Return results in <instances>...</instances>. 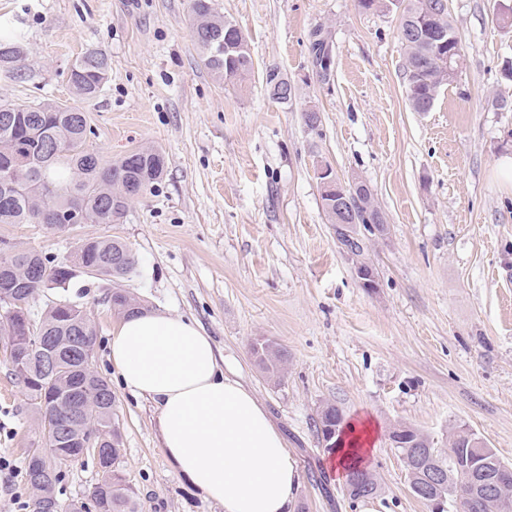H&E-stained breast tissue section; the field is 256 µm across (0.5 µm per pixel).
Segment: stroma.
Here are the masks:
<instances>
[{
    "instance_id": "1",
    "label": "stroma",
    "mask_w": 512,
    "mask_h": 512,
    "mask_svg": "<svg viewBox=\"0 0 512 512\" xmlns=\"http://www.w3.org/2000/svg\"><path fill=\"white\" fill-rule=\"evenodd\" d=\"M245 34L254 70L242 85L205 66L191 0H0V28L25 44L17 76L0 74V100L80 106L95 131L87 146L107 163L141 146L160 148L162 179L115 224L50 232L0 224V237L70 259L78 240L117 238L136 268L121 286L152 310L193 320L224 368L249 385L282 432L299 468L295 505L308 512H430L415 498L391 431L400 425L448 445L465 426L512 464V29L499 19L512 0H447L464 54L457 78L428 112L405 96L400 14L363 12L356 0H213ZM333 64L313 63L315 30ZM89 49L110 59L97 97L78 100L67 80ZM295 87L286 103L263 77ZM321 124L310 129L308 110ZM328 165L364 180L388 231L369 244L377 287H361L322 208L317 179ZM112 282L80 276L67 296L96 327L94 368L112 387L122 434L121 467L139 512H224L165 456L156 408L120 385L109 359L119 323L105 296ZM288 351L279 380L252 355L258 337ZM366 420L375 440L364 461L379 495L353 500L331 469L315 422L324 403ZM39 439L25 391L0 338V512L32 494L24 457ZM95 462L68 468L56 490L87 501Z\"/></svg>"
}]
</instances>
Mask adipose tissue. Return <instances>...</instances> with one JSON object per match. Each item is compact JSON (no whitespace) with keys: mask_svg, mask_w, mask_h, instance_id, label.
<instances>
[{"mask_svg":"<svg viewBox=\"0 0 512 512\" xmlns=\"http://www.w3.org/2000/svg\"><path fill=\"white\" fill-rule=\"evenodd\" d=\"M110 360L130 393L156 404L163 449L196 489L224 512H289L299 476L285 440L194 322L147 310L127 317Z\"/></svg>","mask_w":512,"mask_h":512,"instance_id":"ef3b65f1","label":"adipose tissue"}]
</instances>
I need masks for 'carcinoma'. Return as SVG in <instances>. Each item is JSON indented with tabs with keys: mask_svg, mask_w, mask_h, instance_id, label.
I'll list each match as a JSON object with an SVG mask.
<instances>
[{
	"mask_svg": "<svg viewBox=\"0 0 512 512\" xmlns=\"http://www.w3.org/2000/svg\"><path fill=\"white\" fill-rule=\"evenodd\" d=\"M364 12H389L402 9L398 37L405 49L403 69L405 91L415 112H429L441 88L450 83L447 72L448 54L457 46V33L448 17L443 0H358ZM192 21L195 41L206 67L220 80L241 83L253 70L248 41L245 49L223 54L215 53V38L243 35L231 20L214 8L212 0H192ZM317 66L328 71L331 66L329 45L322 32L314 33L311 44ZM25 54L14 35L0 34V71L12 77ZM110 75L108 55L92 49L77 57L69 70L68 81L77 97L87 100L98 95L104 76ZM266 88L277 90V100H291L294 88L276 70L265 77ZM95 131L88 125L86 113L78 107L65 108L53 103L0 104V224H42L59 230L61 214L69 209H82L92 224H115L124 216L131 199L126 188L140 184L150 189L160 180L165 169V156L155 148L141 147L129 151L110 165L100 163L87 150V141ZM356 218L382 226L386 218L374 201L371 189L360 196ZM336 241L358 260L365 255L373 232L353 231L348 235L335 229ZM15 254L0 255V265L13 269L11 278L20 287L11 289L14 301L30 307V302L45 290H66L73 277L63 261L33 249L13 245ZM76 260L117 282L128 278L136 260L125 243L118 239H87L77 244ZM114 315L128 317L143 308L140 300L123 288H114L107 295ZM0 336L13 337L25 344V336L42 345L51 344L59 353L58 370L52 378L37 375L32 367L9 365L10 374L19 381L33 413L45 412L60 416L67 428L65 393L81 390L88 395L84 405L83 424L106 431L111 449L109 458L97 461L103 473L89 497L95 512H137L135 492L120 470L122 435L119 417L109 382L95 370L82 368L80 350L96 343L93 324L81 321L80 307L67 298L46 305L41 317L25 330L23 319L0 305ZM260 369L272 378H279L288 361L286 350L272 343L253 345ZM318 426L332 429L338 437L343 427V413L334 404L322 406ZM423 433L408 428L402 434L404 445L398 447L403 457L409 483L423 482L427 448L421 441ZM453 432L448 447L441 450L439 464L448 474L443 489L449 512H457L452 490L462 488L466 512H512V497L503 494V486L512 485V466L505 464L496 452L483 457L485 464L472 471L470 463L480 447L457 439ZM50 456L59 462L51 476L40 478L38 461L25 458L27 483L33 494V512H85L86 505L64 501L56 493L63 469L82 460V449L63 438L51 445Z\"/></svg>",
	"mask_w": 512,
	"mask_h": 512,
	"instance_id": "1",
	"label": "carcinoma"
}]
</instances>
